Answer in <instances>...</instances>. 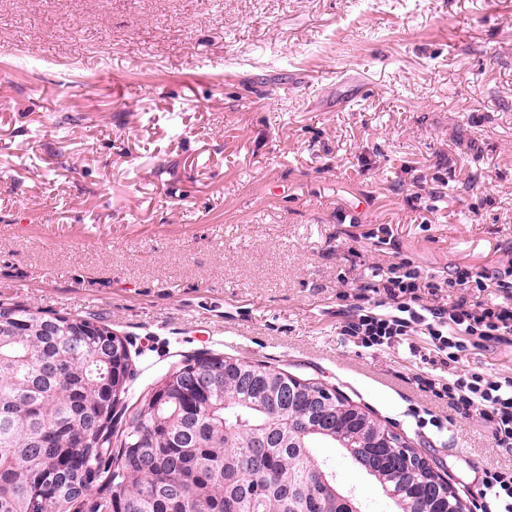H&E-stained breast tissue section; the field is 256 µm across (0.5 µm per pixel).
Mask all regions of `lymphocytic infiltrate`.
Listing matches in <instances>:
<instances>
[{"label": "lymphocytic infiltrate", "instance_id": "f902f5d3", "mask_svg": "<svg viewBox=\"0 0 512 512\" xmlns=\"http://www.w3.org/2000/svg\"><path fill=\"white\" fill-rule=\"evenodd\" d=\"M487 274L457 267L436 281L408 258L339 292L343 335L365 349L407 347L412 357L443 366L446 375H415L417 388L466 418L492 430L496 447L512 449V375L462 369L464 357L494 345L512 346V282L497 283L483 301L468 298L485 290ZM481 512H512V466L483 469Z\"/></svg>", "mask_w": 512, "mask_h": 512}]
</instances>
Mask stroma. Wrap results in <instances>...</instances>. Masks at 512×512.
Returning a JSON list of instances; mask_svg holds the SVG:
<instances>
[{"label": "stroma", "instance_id": "1", "mask_svg": "<svg viewBox=\"0 0 512 512\" xmlns=\"http://www.w3.org/2000/svg\"><path fill=\"white\" fill-rule=\"evenodd\" d=\"M403 258L512 273V0H0V302L102 317L128 403L188 355L267 364L475 506L512 454L410 384L407 348L341 334L343 282Z\"/></svg>", "mask_w": 512, "mask_h": 512}]
</instances>
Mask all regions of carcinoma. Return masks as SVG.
<instances>
[{
    "mask_svg": "<svg viewBox=\"0 0 512 512\" xmlns=\"http://www.w3.org/2000/svg\"><path fill=\"white\" fill-rule=\"evenodd\" d=\"M125 341L94 316L0 303V512H370L315 449L390 476L393 512H460L409 445L360 439L369 413L320 383L218 354L138 400Z\"/></svg>",
    "mask_w": 512,
    "mask_h": 512,
    "instance_id": "carcinoma-1",
    "label": "carcinoma"
}]
</instances>
